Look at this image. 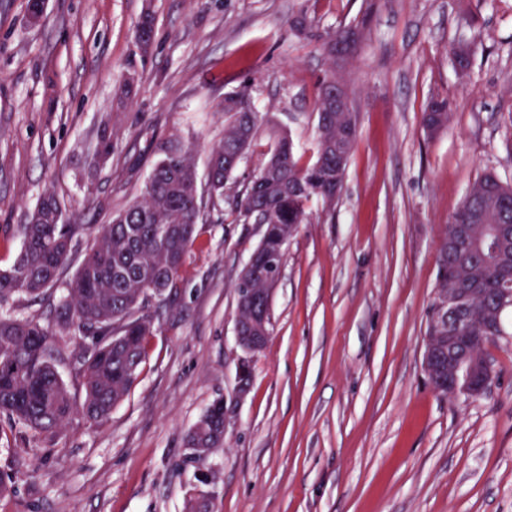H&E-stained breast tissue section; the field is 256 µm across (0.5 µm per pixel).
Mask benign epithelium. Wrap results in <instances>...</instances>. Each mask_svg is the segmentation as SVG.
<instances>
[{
  "mask_svg": "<svg viewBox=\"0 0 512 512\" xmlns=\"http://www.w3.org/2000/svg\"><path fill=\"white\" fill-rule=\"evenodd\" d=\"M497 230L484 229L471 237V249L484 254L495 241ZM261 267L247 262L237 277L244 290L236 292V396L249 388L257 357L269 340L271 301L278 279L260 273ZM471 306L455 289L440 294L437 300L438 328H451V321H460ZM483 336H428L425 341L424 370L435 390L443 396L476 397L485 392L493 379L490 363L484 352Z\"/></svg>",
  "mask_w": 512,
  "mask_h": 512,
  "instance_id": "benign-epithelium-1",
  "label": "benign epithelium"
}]
</instances>
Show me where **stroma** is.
I'll use <instances>...</instances> for the list:
<instances>
[{
    "mask_svg": "<svg viewBox=\"0 0 512 512\" xmlns=\"http://www.w3.org/2000/svg\"><path fill=\"white\" fill-rule=\"evenodd\" d=\"M28 3L0 0V269L44 191L100 225L139 195L164 142L205 171L228 92L247 90L262 122L225 194L257 173L270 125L312 161L320 36L372 19L348 68L358 136L343 189L312 202L288 243L272 333L223 447L198 462L184 439L235 389V283L262 228L219 202L107 420L74 417L21 462L0 418V473L16 477L0 512H185L193 490L213 512H512V313L487 346L484 395L441 396L423 366L445 226L483 173L512 183V0H45L36 23ZM302 11L317 37L294 33ZM128 71L139 89L122 103ZM434 97L452 118L430 138L420 116ZM107 116L112 161L94 173Z\"/></svg>",
    "mask_w": 512,
    "mask_h": 512,
    "instance_id": "35a3bbf8",
    "label": "stroma"
}]
</instances>
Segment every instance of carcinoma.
Returning a JSON list of instances; mask_svg holds the SVG:
<instances>
[{
  "mask_svg": "<svg viewBox=\"0 0 512 512\" xmlns=\"http://www.w3.org/2000/svg\"><path fill=\"white\" fill-rule=\"evenodd\" d=\"M370 20L368 10L357 23L340 25L326 35L330 69L316 87L315 161L301 165L288 135L273 129L274 147L253 185L242 191L236 210L247 220L251 211H259L270 229L272 246L279 225L298 228L307 220L312 200L332 203L336 189L343 186L346 167L336 165V156L351 155L356 140H336V126L356 122V113L327 111L326 94L336 74L346 75L351 60L336 54V45L352 30L363 36ZM135 39L140 51L147 53L153 41L150 16L137 23ZM450 114L447 99L432 98L422 112L421 125L433 136L448 127ZM259 122V112L246 92L224 95V136L211 148L207 161L210 195L224 198V183L238 157L252 147ZM113 136L114 124L102 121L95 132L94 168H104L112 160ZM161 152L140 195L97 228L84 253L79 248L88 225L68 217L50 192L42 196L28 222L17 225L22 248L12 265L0 269V306L16 296L48 295L73 258L79 257L53 321L0 317V417L30 440L54 438L77 414L92 423L106 420L137 380L153 326L149 304L174 293L187 252L207 223L191 149L169 142ZM459 224L476 230L492 224L511 228L512 184L489 172L470 185L446 224L438 260L437 287L461 288L475 303L489 301L472 312L463 330L498 336L503 315L512 308V296L501 295L503 288L512 290V234L502 238L496 261L487 265L458 237ZM64 336H83L92 344L65 356L57 347ZM59 363L68 366L72 382L81 387V404L73 401L57 369ZM206 413V419L186 436V447L197 455L217 444L224 407L211 404Z\"/></svg>",
  "mask_w": 512,
  "mask_h": 512,
  "instance_id": "1",
  "label": "carcinoma"
}]
</instances>
